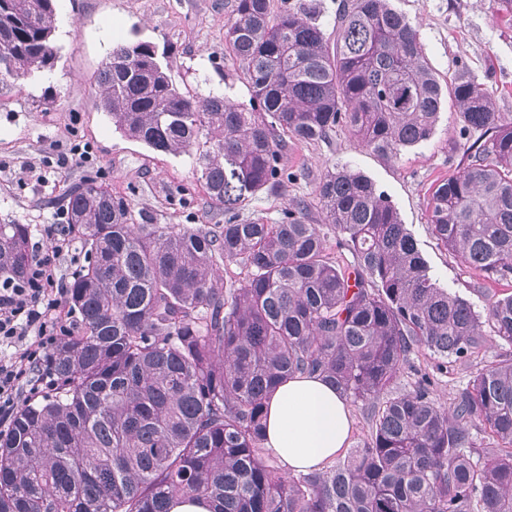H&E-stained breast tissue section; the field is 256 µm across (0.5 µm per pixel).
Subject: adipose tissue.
I'll use <instances>...</instances> for the list:
<instances>
[{"label": "adipose tissue", "instance_id": "obj_1", "mask_svg": "<svg viewBox=\"0 0 512 512\" xmlns=\"http://www.w3.org/2000/svg\"><path fill=\"white\" fill-rule=\"evenodd\" d=\"M351 431L345 400L319 377L295 376L268 401L265 446L292 471L329 465L348 448Z\"/></svg>", "mask_w": 512, "mask_h": 512}]
</instances>
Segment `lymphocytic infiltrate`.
<instances>
[{"mask_svg": "<svg viewBox=\"0 0 512 512\" xmlns=\"http://www.w3.org/2000/svg\"><path fill=\"white\" fill-rule=\"evenodd\" d=\"M70 225L56 227L50 249H36L23 281H0V344H23L19 355L0 358V419L10 418L23 392L38 393L48 376L43 359L57 340L67 288L55 262L72 251Z\"/></svg>", "mask_w": 512, "mask_h": 512, "instance_id": "lymphocytic-infiltrate-1", "label": "lymphocytic infiltrate"}]
</instances>
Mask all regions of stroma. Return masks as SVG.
<instances>
[{
    "mask_svg": "<svg viewBox=\"0 0 512 512\" xmlns=\"http://www.w3.org/2000/svg\"><path fill=\"white\" fill-rule=\"evenodd\" d=\"M234 0H55L57 55L52 70L22 81L0 79V224H26L31 246L49 247L66 213L65 190L86 180L124 197L147 224L210 228L223 223L197 180L191 154L157 152L115 129L100 108L96 76L113 47L140 38L167 53L173 82L189 96L224 95L248 103L239 64L224 45ZM416 27L430 65L448 82L459 64L487 87L497 111L512 113V14L501 0H392ZM460 118L445 104L432 137L385 156L347 129L325 140L287 139L280 164L289 181L256 194L241 212L275 224L289 203L309 206L319 223L317 187L348 167L368 178L396 208L441 286L484 308L512 294V278L480 281L437 244L428 219L432 187L462 158Z\"/></svg>",
    "mask_w": 512,
    "mask_h": 512,
    "instance_id": "stroma-1",
    "label": "stroma"
}]
</instances>
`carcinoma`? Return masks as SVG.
Listing matches in <instances>:
<instances>
[{"mask_svg":"<svg viewBox=\"0 0 512 512\" xmlns=\"http://www.w3.org/2000/svg\"><path fill=\"white\" fill-rule=\"evenodd\" d=\"M336 39L300 4L234 0L224 44L249 105L189 97L157 46L112 49L101 109L151 149L193 152L218 229L142 224L94 181L68 192L67 223L88 252L69 287L80 331L45 362L53 395L25 404L0 433V512H170L175 494L211 512H512V358H480L484 328L512 344V294L478 311L440 287L398 212L346 167L277 224L239 219L281 183L282 136L325 140L338 127L383 154L429 140L454 101L463 159L428 202L436 239L485 280L512 275V115L464 63L443 85L417 29L390 0H342ZM54 0H0V78L29 77L56 57ZM328 225L354 271L327 254ZM26 224H0V273L21 277ZM247 269L218 287V264ZM433 371L477 367L448 408L433 377L394 386L412 351ZM317 375L369 409L362 444L338 463L284 477L264 447L267 400ZM494 447L476 453L474 434Z\"/></svg>","mask_w":512,"mask_h":512,"instance_id":"carcinoma-1","label":"carcinoma"}]
</instances>
